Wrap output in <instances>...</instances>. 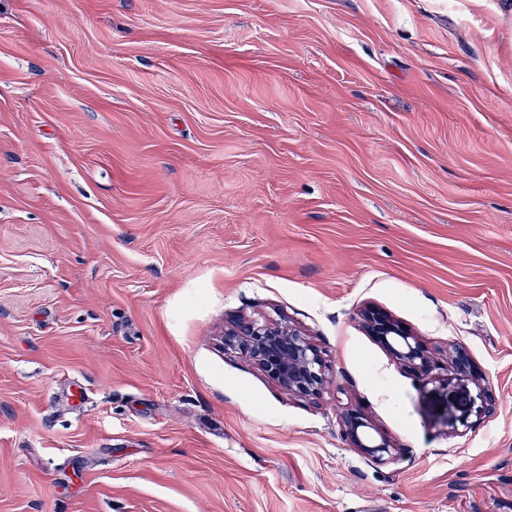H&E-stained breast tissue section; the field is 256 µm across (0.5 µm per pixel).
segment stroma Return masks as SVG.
Masks as SVG:
<instances>
[{"label": "stroma", "mask_w": 512, "mask_h": 512, "mask_svg": "<svg viewBox=\"0 0 512 512\" xmlns=\"http://www.w3.org/2000/svg\"><path fill=\"white\" fill-rule=\"evenodd\" d=\"M0 512H512V0H0ZM357 316L367 335L405 369L423 379L447 382L448 378H439L440 361L409 327L370 304L360 308ZM224 345L248 358L282 389L317 398L326 384V365L312 338L284 320L235 319L224 329ZM448 363L457 376L468 378L477 386L479 390L477 398L480 401L478 412L483 414L484 417L493 415L496 410V399L492 392L482 386V375L467 351L463 347H454L451 351H448ZM343 439L346 444L358 452L384 462L393 458L396 451L393 442L385 435H374L372 423L358 410L348 409L341 417Z\"/></svg>", "instance_id": "obj_1"}]
</instances>
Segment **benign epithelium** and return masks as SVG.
<instances>
[{
    "mask_svg": "<svg viewBox=\"0 0 512 512\" xmlns=\"http://www.w3.org/2000/svg\"><path fill=\"white\" fill-rule=\"evenodd\" d=\"M361 327L388 351L404 368L418 377L439 379L440 361L409 327L388 312L367 304L357 313ZM224 345L252 361L282 389L304 397L320 396L326 384V365L312 338L284 320L263 323L235 319L224 329ZM447 363L459 377L470 379L478 388V412L488 417L495 413L496 399L482 386V375L467 351L455 347ZM343 439L358 452L379 462L393 458V442L383 434H373L368 417L353 409L341 417Z\"/></svg>",
    "mask_w": 512,
    "mask_h": 512,
    "instance_id": "7a95c632",
    "label": "benign epithelium"
}]
</instances>
